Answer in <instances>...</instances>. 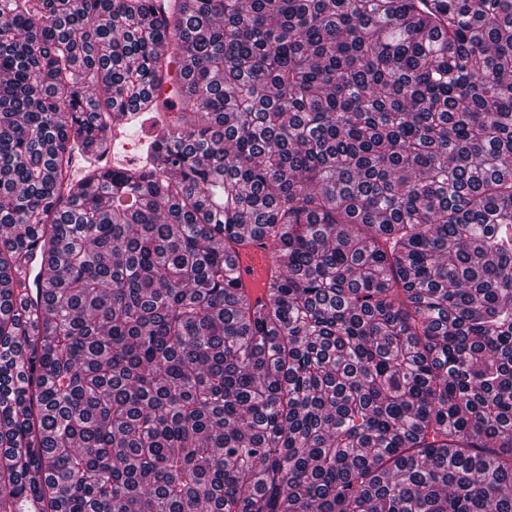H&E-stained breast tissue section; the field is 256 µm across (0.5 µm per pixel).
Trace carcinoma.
Instances as JSON below:
<instances>
[{
    "mask_svg": "<svg viewBox=\"0 0 512 512\" xmlns=\"http://www.w3.org/2000/svg\"><path fill=\"white\" fill-rule=\"evenodd\" d=\"M34 250L0 512H512V0H0V277ZM125 120L122 119L119 122H116L112 125V131L111 134L108 136V145L106 149V155L109 156L111 163H118L122 165H126L129 163L130 158L128 156H123L122 159H119L120 154L114 153L115 145L118 141L121 140V138H127V133L125 131ZM123 148L125 150L129 149V145L124 143L123 141H120ZM245 245L230 256L240 288L252 297L265 301L262 283L278 274L274 247L266 238L256 234L245 235Z\"/></svg>",
    "mask_w": 512,
    "mask_h": 512,
    "instance_id": "carcinoma-1",
    "label": "carcinoma"
}]
</instances>
